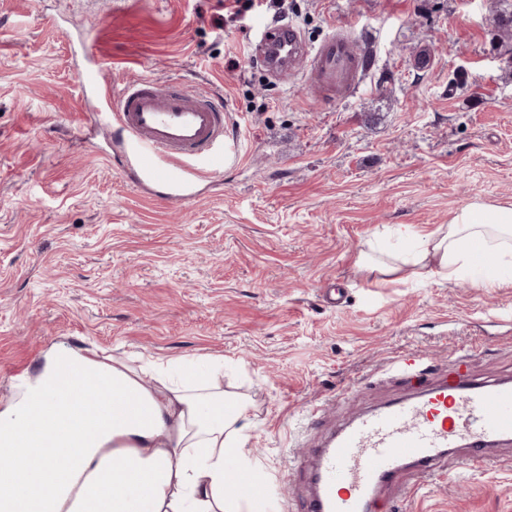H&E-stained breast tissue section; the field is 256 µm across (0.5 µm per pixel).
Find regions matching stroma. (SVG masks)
<instances>
[{
  "mask_svg": "<svg viewBox=\"0 0 512 512\" xmlns=\"http://www.w3.org/2000/svg\"><path fill=\"white\" fill-rule=\"evenodd\" d=\"M372 65L328 103L257 62L255 17L220 0H0V397L53 342L163 359H224L248 396V446L274 512L311 403L315 443L348 418L413 393L386 370L415 349L465 354L480 379H512V282L399 278L356 264L380 229L428 232L467 203H512V62L493 0H284L309 45L346 17ZM87 36L109 85L150 77L222 101L237 159L162 199L120 170L77 83ZM348 290L329 307L330 282ZM482 473H439L394 512H512V440Z\"/></svg>",
  "mask_w": 512,
  "mask_h": 512,
  "instance_id": "1",
  "label": "stroma"
}]
</instances>
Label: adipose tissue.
Instances as JSON below:
<instances>
[{
	"label": "adipose tissue",
	"instance_id": "1",
	"mask_svg": "<svg viewBox=\"0 0 512 512\" xmlns=\"http://www.w3.org/2000/svg\"><path fill=\"white\" fill-rule=\"evenodd\" d=\"M402 253L370 239L358 267L386 284L402 270L512 277V204L472 201ZM224 360L172 361L52 345L0 402V512H255L247 402L225 393Z\"/></svg>",
	"mask_w": 512,
	"mask_h": 512
}]
</instances>
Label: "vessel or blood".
Wrapping results in <instances>:
<instances>
[{"label":"vessel or blood","instance_id":"obj_1","mask_svg":"<svg viewBox=\"0 0 512 512\" xmlns=\"http://www.w3.org/2000/svg\"><path fill=\"white\" fill-rule=\"evenodd\" d=\"M355 27L351 20L340 23L313 47L294 24L261 19L252 55L270 72L301 74L312 97L340 101L366 71L355 50ZM76 49L83 57L79 84L98 102L93 118L118 147L117 164L134 170L138 182L182 199L199 174H219L231 164L227 115L212 95L152 78L103 93L101 58L88 40ZM462 363L455 358L434 386L349 419L324 446L303 449L311 491L302 512H376L381 490L406 474L419 481L448 470L459 449L464 468L483 470L490 445L512 439V382L472 378ZM430 369L427 356L416 351L397 354L388 367L395 377L418 381Z\"/></svg>","mask_w":512,"mask_h":512}]
</instances>
